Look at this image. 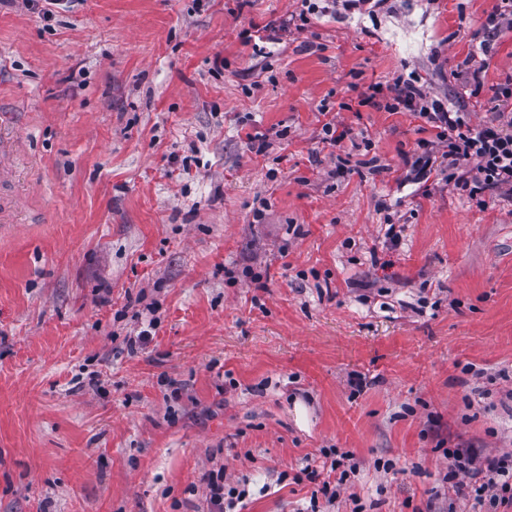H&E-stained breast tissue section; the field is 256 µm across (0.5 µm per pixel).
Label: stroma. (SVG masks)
<instances>
[{"mask_svg":"<svg viewBox=\"0 0 512 512\" xmlns=\"http://www.w3.org/2000/svg\"><path fill=\"white\" fill-rule=\"evenodd\" d=\"M496 3L286 32L300 0L0 4V512H207L217 468L243 512H300L329 448L359 471L327 512H468L445 447L512 453V193L403 183L434 131L357 94L402 75L493 122L512 30L477 92L468 57ZM8 112L0 113V182L5 178L16 177L15 139L6 116Z\"/></svg>","mask_w":512,"mask_h":512,"instance_id":"35a3bbf8","label":"stroma"}]
</instances>
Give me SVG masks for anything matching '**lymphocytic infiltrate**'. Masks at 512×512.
I'll return each instance as SVG.
<instances>
[{
    "label": "lymphocytic infiltrate",
    "instance_id": "obj_1",
    "mask_svg": "<svg viewBox=\"0 0 512 512\" xmlns=\"http://www.w3.org/2000/svg\"><path fill=\"white\" fill-rule=\"evenodd\" d=\"M391 98L383 106L387 112H409L435 130L434 139L421 141L419 152L404 176L406 183L424 185L429 181L454 182L486 205V192L500 189L512 191V111L499 112L497 122L474 127L462 106L431 98L422 86L410 78H396L390 88L381 84L368 86L361 104L373 102L383 91ZM448 455V477L457 496L471 503L472 512H498L499 507L512 506V454L479 456L451 448ZM336 482H323L316 469L305 467L294 476L295 481H309L317 486L310 497V512H319L320 503H335L350 479L340 459H333ZM208 493L209 512H237L249 495L244 485L232 484L223 470L203 474Z\"/></svg>",
    "mask_w": 512,
    "mask_h": 512
}]
</instances>
